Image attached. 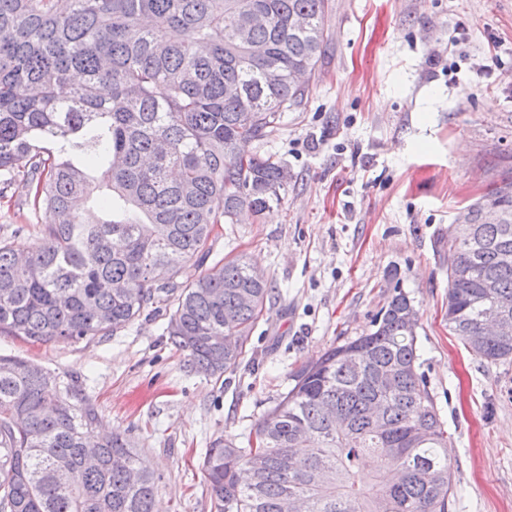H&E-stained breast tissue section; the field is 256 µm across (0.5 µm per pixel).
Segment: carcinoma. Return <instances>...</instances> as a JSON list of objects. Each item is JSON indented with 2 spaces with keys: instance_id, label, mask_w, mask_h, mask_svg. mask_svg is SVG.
Masks as SVG:
<instances>
[{
  "instance_id": "carcinoma-1",
  "label": "carcinoma",
  "mask_w": 512,
  "mask_h": 512,
  "mask_svg": "<svg viewBox=\"0 0 512 512\" xmlns=\"http://www.w3.org/2000/svg\"><path fill=\"white\" fill-rule=\"evenodd\" d=\"M327 18L328 0H0V185L26 176L41 214L25 258L0 242V333L94 340L162 304L191 369L234 370L271 282L241 257L186 285L179 270L206 258L214 225L283 199L287 166L239 143L304 104L293 73L317 71ZM487 207L504 223H484ZM470 209L468 232L448 236V331L495 362L512 358L511 338L469 337L486 304L512 315V266L499 261L512 252V175ZM410 305L395 284L372 329L307 364L246 445L206 450L215 512H450V435L401 321ZM226 336L240 342L232 355ZM98 423L75 380L0 355V512H154V476ZM385 469L399 480L384 484Z\"/></svg>"
}]
</instances>
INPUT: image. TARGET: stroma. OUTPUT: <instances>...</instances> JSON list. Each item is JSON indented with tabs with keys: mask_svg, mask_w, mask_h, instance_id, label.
<instances>
[{
	"mask_svg": "<svg viewBox=\"0 0 512 512\" xmlns=\"http://www.w3.org/2000/svg\"><path fill=\"white\" fill-rule=\"evenodd\" d=\"M321 68L305 107L246 153L285 162L280 205L219 224L209 261L244 256L274 290L240 365L189 372L166 312L92 341L14 355L77 380L102 425L134 442L156 512H213L203 469L215 440H244L325 350L362 335L401 285L419 311L420 373L451 434V512H512V359L470 355L448 332V230L512 167V0H329ZM40 215L16 178L0 238L31 248Z\"/></svg>",
	"mask_w": 512,
	"mask_h": 512,
	"instance_id": "obj_1",
	"label": "stroma"
}]
</instances>
